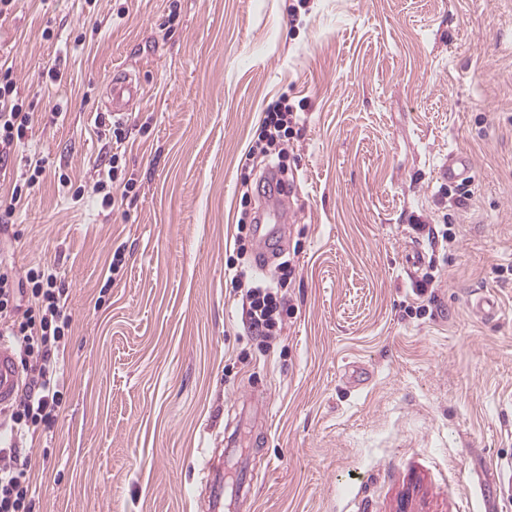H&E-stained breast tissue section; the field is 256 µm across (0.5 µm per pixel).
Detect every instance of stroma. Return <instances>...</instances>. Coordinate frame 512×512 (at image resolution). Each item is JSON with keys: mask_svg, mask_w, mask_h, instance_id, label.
Returning <instances> with one entry per match:
<instances>
[{"mask_svg": "<svg viewBox=\"0 0 512 512\" xmlns=\"http://www.w3.org/2000/svg\"><path fill=\"white\" fill-rule=\"evenodd\" d=\"M0 57L35 114L0 184L48 161L9 255L57 265L73 318L65 403L27 446L32 512H203L198 451L230 438L224 512H512V0H15ZM121 68L143 85L135 192L104 210L95 118ZM280 100L292 313L266 346L224 264ZM452 152L466 187L440 175ZM418 221L455 241L431 248ZM418 251L439 280L421 297ZM474 290L498 318L470 315ZM242 456L267 464L245 503ZM296 124L297 118L288 105L276 104L266 112L257 139L254 140L251 147V153L258 152L264 156H276L278 159L276 166L285 174L286 168L283 159L286 157V152L281 146L284 145V142H288L293 135Z\"/></svg>", "mask_w": 512, "mask_h": 512, "instance_id": "obj_1", "label": "stroma"}]
</instances>
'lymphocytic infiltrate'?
I'll return each instance as SVG.
<instances>
[{
    "instance_id": "f902f5d3",
    "label": "lymphocytic infiltrate",
    "mask_w": 512,
    "mask_h": 512,
    "mask_svg": "<svg viewBox=\"0 0 512 512\" xmlns=\"http://www.w3.org/2000/svg\"><path fill=\"white\" fill-rule=\"evenodd\" d=\"M33 114L20 98L13 69L0 63V164L14 157L32 128ZM297 118L285 105H275L263 120L253 151L284 159V142L292 136ZM110 153L104 154L93 191L101 207L116 203L115 189L131 193L132 181L122 176L119 161L126 154L128 130L115 120L103 131ZM41 157L26 160V169L0 192V223H12L45 170ZM236 253L226 266L233 288L241 292L242 307L250 327L263 340L278 336L291 307L284 290L292 273L290 262L278 264L276 278L248 279L244 260L253 250L250 195L240 201ZM72 331L68 288L59 272L48 265L29 267L18 275L14 263L0 259V338L12 348L21 367L22 380L15 402L0 410V425L9 426L10 443L0 448V512H32L34 490L32 458L21 443L59 413L65 396L64 354Z\"/></svg>"
}]
</instances>
